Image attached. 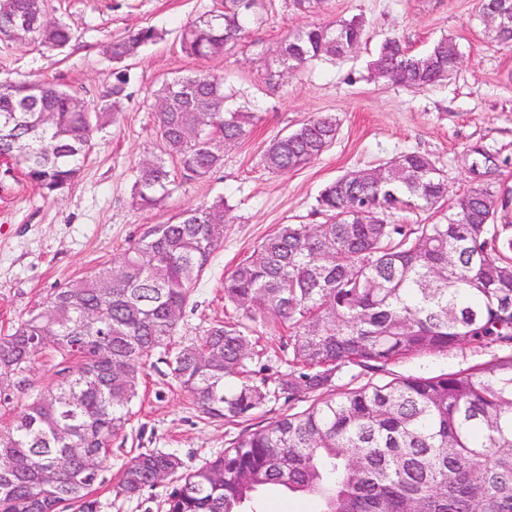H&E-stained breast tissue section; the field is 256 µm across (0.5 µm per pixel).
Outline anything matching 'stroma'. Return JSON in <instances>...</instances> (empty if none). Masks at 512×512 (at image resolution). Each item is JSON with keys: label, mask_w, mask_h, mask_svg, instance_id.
Wrapping results in <instances>:
<instances>
[{"label": "stroma", "mask_w": 512, "mask_h": 512, "mask_svg": "<svg viewBox=\"0 0 512 512\" xmlns=\"http://www.w3.org/2000/svg\"><path fill=\"white\" fill-rule=\"evenodd\" d=\"M219 6L220 0H46L48 16L75 30L70 46L58 50L37 41L0 40V83L22 77L50 80L92 102L119 70L127 76L129 93L113 120L96 132L79 177L57 200H44L18 168L0 160V336L39 310L53 289L118 258L147 227L221 196L232 207L224 244L195 283L178 327L179 340L193 339L212 323L230 320L224 276L265 236L282 224L324 223L314 208L327 182L419 150L447 170L449 193L456 196L470 186L463 157L467 145L480 142L512 157V48L486 32L478 0H315L306 11L294 8L291 0H272L263 22L249 25L224 56H186L178 41L182 26ZM352 17L364 25V43L356 53L336 62L315 61L283 76L279 48L285 37L314 23ZM143 26L154 27L158 39L136 57L113 63L107 45ZM391 34L416 52L451 37L463 66L429 90L379 80L370 64ZM202 71L223 76L230 105L257 113L260 121L248 139L225 150L223 167L210 178L173 182L158 205L139 208L133 202L135 169L160 149L154 93L162 81ZM321 113L339 122L338 136L323 154L287 174L263 167L261 156L271 139ZM497 353L494 347L463 346L407 356L370 376L346 369L335 388L463 371ZM63 366L61 356L47 348L23 377L0 379V431L7 430L31 395L55 381ZM302 407V402L280 398L233 422L208 420L199 416L168 366L153 362L130 424L112 441L105 482L92 493L97 512H164L172 482L133 498L112 491L122 465L138 453L173 452L191 470L223 453L240 434Z\"/></svg>", "instance_id": "stroma-1"}]
</instances>
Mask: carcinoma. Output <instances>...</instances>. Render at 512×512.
<instances>
[{
  "label": "carcinoma",
  "mask_w": 512,
  "mask_h": 512,
  "mask_svg": "<svg viewBox=\"0 0 512 512\" xmlns=\"http://www.w3.org/2000/svg\"><path fill=\"white\" fill-rule=\"evenodd\" d=\"M264 0H224L190 21L179 38L188 56H221ZM512 9V0H479L480 18ZM44 6L0 0V30L23 44L37 38L64 48L74 33L44 21ZM357 18L313 25L288 36L280 59L295 70L343 57L361 43ZM157 39L150 26L115 40L119 64ZM460 51L443 37L413 54L396 36L384 40L372 68L380 79L398 67L402 85L426 89L456 71ZM116 73L92 104L74 112L72 93L49 81L0 86V157L11 158L46 198L76 180L99 122L129 97ZM155 113L160 154L141 163L136 205L168 193L171 167L186 182L224 166V145L253 132L258 116L227 105L224 78L195 73L164 81ZM338 120L316 115L265 148L276 173L299 169L336 140ZM472 187L448 201V177L427 153L409 151L327 183L314 212L323 224H282L224 277L234 320L218 322L176 345L193 285L224 244L232 206L224 197L149 227L132 247L65 288L0 336V377L29 370L54 348L76 358L55 384L0 432V512H95L88 499L105 483L112 439L124 432L153 355L165 363L196 409L215 421L245 417L270 401L264 386L239 380L260 356L258 326L288 328L290 371L279 393L313 396L304 410L236 438L224 453L185 470L174 453L142 452L124 463L113 487L134 497L166 475L176 485L165 512H261L271 488L315 497L320 512H512V197L500 193L512 158L481 144L463 151ZM448 206L446 224H401L396 212ZM111 285L112 295L101 293ZM459 346L510 348L467 371L397 377L334 393L344 367L366 372L416 354Z\"/></svg>",
  "instance_id": "1"
}]
</instances>
